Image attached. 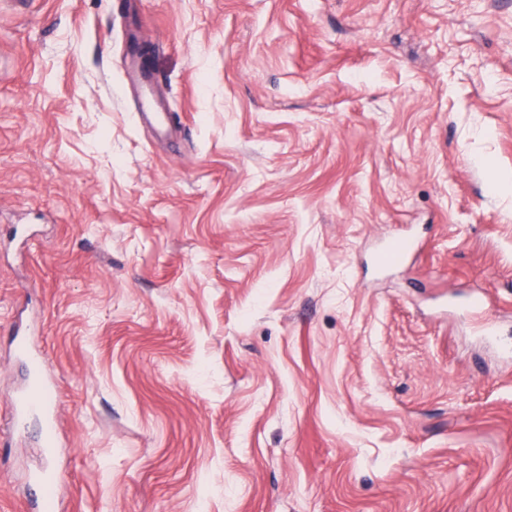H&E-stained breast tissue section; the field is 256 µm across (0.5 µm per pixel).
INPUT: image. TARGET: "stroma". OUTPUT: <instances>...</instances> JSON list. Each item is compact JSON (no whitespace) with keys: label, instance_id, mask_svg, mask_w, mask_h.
Instances as JSON below:
<instances>
[{"label":"stroma","instance_id":"1","mask_svg":"<svg viewBox=\"0 0 512 512\" xmlns=\"http://www.w3.org/2000/svg\"><path fill=\"white\" fill-rule=\"evenodd\" d=\"M18 330L0 512H512V0L1 8L0 424ZM51 389L52 385L43 378L40 367L31 387L23 394L21 400L13 396L10 399L8 422L10 429L18 426L21 412L24 409L27 411H37L45 416L49 427L48 438L50 442H53L54 429L51 421L54 414V406L51 400Z\"/></svg>","mask_w":512,"mask_h":512}]
</instances>
